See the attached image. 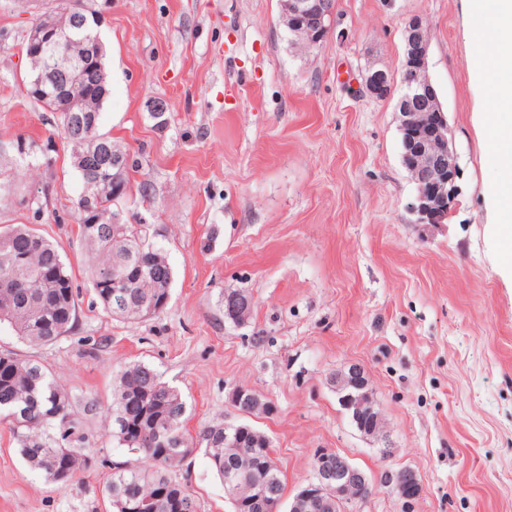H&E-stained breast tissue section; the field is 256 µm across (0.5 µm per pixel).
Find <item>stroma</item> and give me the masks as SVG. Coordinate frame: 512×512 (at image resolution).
Segmentation results:
<instances>
[{"mask_svg":"<svg viewBox=\"0 0 512 512\" xmlns=\"http://www.w3.org/2000/svg\"><path fill=\"white\" fill-rule=\"evenodd\" d=\"M46 3L0 0V228L27 224L59 247L78 323L46 346L4 328L0 346L96 409L79 414L90 462L63 488L25 465L0 421V512H110L103 487L128 455L104 412L135 361L180 391L190 440L222 422L267 434L286 493L325 450L375 481L412 468L415 512H512V281L488 232L487 90L471 78L477 19L464 0H335L326 40L306 52L289 45L278 0H94L114 70L100 130L129 152L122 220L148 228L173 274L166 309L134 321L96 302L78 174L52 113L22 86L20 43ZM414 16L429 29L427 75L460 171L455 210L435 228L407 208L394 99L363 91L369 69L400 77ZM234 289L253 303L240 324L224 316ZM352 363L369 376L381 438L337 402L330 378ZM238 387L271 412H238ZM172 476L199 512H232L203 450Z\"/></svg>","mask_w":512,"mask_h":512,"instance_id":"1","label":"stroma"}]
</instances>
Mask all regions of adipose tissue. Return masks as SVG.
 Here are the masks:
<instances>
[{
    "instance_id": "1",
    "label": "adipose tissue",
    "mask_w": 512,
    "mask_h": 512,
    "mask_svg": "<svg viewBox=\"0 0 512 512\" xmlns=\"http://www.w3.org/2000/svg\"><path fill=\"white\" fill-rule=\"evenodd\" d=\"M473 16L487 21L486 31H475L474 78L490 86L485 126L491 131L489 157L497 171L493 191L499 219L493 236L500 246L498 267L512 275V0H467Z\"/></svg>"
}]
</instances>
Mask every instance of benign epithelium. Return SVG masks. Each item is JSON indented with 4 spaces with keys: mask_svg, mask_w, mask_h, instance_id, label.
I'll use <instances>...</instances> for the list:
<instances>
[{
    "mask_svg": "<svg viewBox=\"0 0 512 512\" xmlns=\"http://www.w3.org/2000/svg\"><path fill=\"white\" fill-rule=\"evenodd\" d=\"M281 21L288 31L289 42L308 51L320 45L328 31L323 26L328 10L324 0H280ZM25 41L38 50L44 63L30 65L27 81L31 91L49 97L63 91L71 124L90 130L96 128L98 108L87 94L86 72L96 73L97 85L105 86L107 73L100 61L101 41L88 24L81 0H65L46 9L29 28ZM429 33L419 17L406 25V55L403 72L406 79L397 101L400 115L402 162L415 192L408 210L417 224H444L453 212L460 194L459 168L448 148V120L437 99L434 86L427 77ZM365 89L377 99L392 96L393 82L384 69H372L365 77ZM430 98L432 108L418 112L413 104ZM76 163L90 169L110 167L120 170L128 165V155L110 148L102 139H93L84 152L76 155ZM338 403L356 422L359 432L370 437L382 434L383 422L378 403L373 398L364 368L351 364L331 377ZM313 477L307 480L288 501L286 512H311L317 504L324 512H364L371 493L355 491L351 477L360 476L364 485L370 479L345 457L332 458L320 452L315 457ZM391 492L403 504V512H414L415 500L422 491L415 471L401 467L390 475Z\"/></svg>",
    "mask_w": 512,
    "mask_h": 512,
    "instance_id": "1",
    "label": "benign epithelium"
}]
</instances>
